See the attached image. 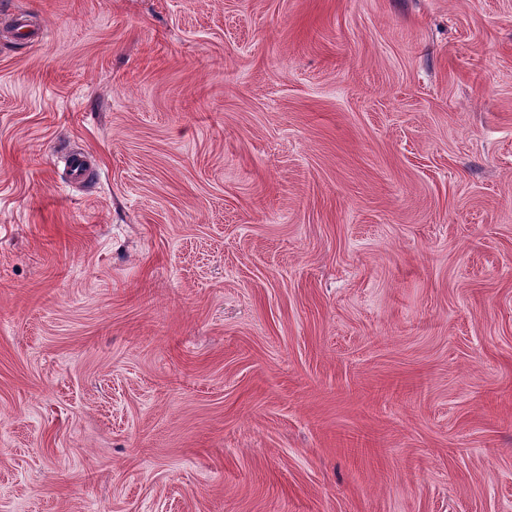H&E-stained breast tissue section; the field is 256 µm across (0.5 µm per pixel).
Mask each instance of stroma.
<instances>
[{"label":"stroma","instance_id":"obj_1","mask_svg":"<svg viewBox=\"0 0 512 512\" xmlns=\"http://www.w3.org/2000/svg\"><path fill=\"white\" fill-rule=\"evenodd\" d=\"M0 512H512V0H0Z\"/></svg>","mask_w":512,"mask_h":512}]
</instances>
